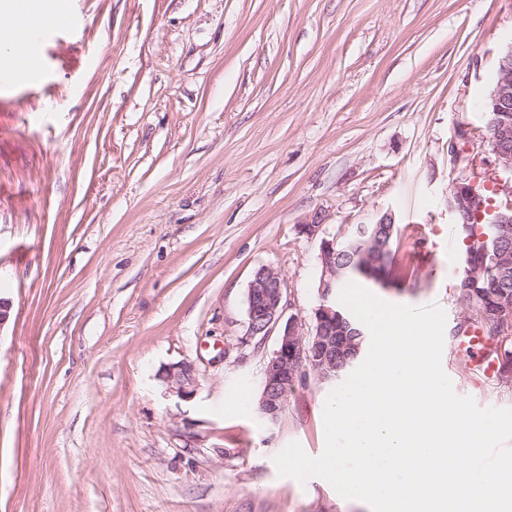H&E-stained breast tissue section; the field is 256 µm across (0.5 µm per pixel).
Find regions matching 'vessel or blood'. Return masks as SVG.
Returning <instances> with one entry per match:
<instances>
[{
    "instance_id": "vessel-or-blood-1",
    "label": "vessel or blood",
    "mask_w": 512,
    "mask_h": 512,
    "mask_svg": "<svg viewBox=\"0 0 512 512\" xmlns=\"http://www.w3.org/2000/svg\"><path fill=\"white\" fill-rule=\"evenodd\" d=\"M73 18L67 5H59L56 11L40 16H21L16 18L14 24L0 28V44H14L19 32L30 33L31 38L25 45L24 56L28 60L26 67L18 69V77L25 82L34 83L40 78V35L65 27L71 24ZM468 350L480 359L484 375H492L495 363L491 360L486 349L484 339L479 331H470L465 339Z\"/></svg>"
}]
</instances>
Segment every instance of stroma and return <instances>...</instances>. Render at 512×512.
Returning a JSON list of instances; mask_svg holds the SVG:
<instances>
[{
    "label": "stroma",
    "mask_w": 512,
    "mask_h": 512,
    "mask_svg": "<svg viewBox=\"0 0 512 512\" xmlns=\"http://www.w3.org/2000/svg\"><path fill=\"white\" fill-rule=\"evenodd\" d=\"M70 4L40 86L0 62V512H370L279 475L291 442L322 454L339 382L309 377L267 420L278 336L246 341L247 293L274 267L310 322L321 237L387 212L397 285L375 296L440 306L455 392L512 408V382L457 350L446 203L457 180L498 182L474 102L512 0ZM315 215L321 237L300 233ZM180 360L200 372L187 401L156 379Z\"/></svg>",
    "instance_id": "stroma-1"
}]
</instances>
